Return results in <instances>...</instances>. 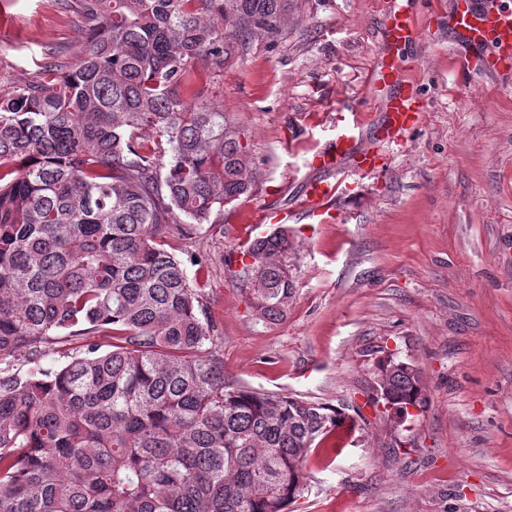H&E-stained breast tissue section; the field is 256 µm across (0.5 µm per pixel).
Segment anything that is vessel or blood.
I'll return each instance as SVG.
<instances>
[{"mask_svg": "<svg viewBox=\"0 0 512 512\" xmlns=\"http://www.w3.org/2000/svg\"><path fill=\"white\" fill-rule=\"evenodd\" d=\"M448 20L472 43L490 41L505 45L512 42V10L501 7L498 0H492L491 5L483 8L477 7L475 0H452ZM421 36L422 29L415 16L396 2L391 4L383 31L385 49L365 79L367 94L379 101L383 112L381 141L401 143L406 133L423 119V104L406 74L401 56L402 50L418 42ZM363 123V115H355L350 125L338 130L335 141L318 154L317 165L335 171L336 179L310 184L301 204L308 217L320 218L328 212L349 165H356L368 174L381 169L382 163L375 152L356 147Z\"/></svg>", "mask_w": 512, "mask_h": 512, "instance_id": "vessel-or-blood-1", "label": "vessel or blood"}]
</instances>
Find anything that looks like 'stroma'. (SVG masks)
I'll list each match as a JSON object with an SVG mask.
<instances>
[{"label": "stroma", "instance_id": "obj_1", "mask_svg": "<svg viewBox=\"0 0 512 512\" xmlns=\"http://www.w3.org/2000/svg\"><path fill=\"white\" fill-rule=\"evenodd\" d=\"M402 5L423 29L404 64L426 111L402 146L378 142L364 91L386 0H295L278 37L195 66L193 91L231 114L260 169L252 195L166 239L205 292L224 379L348 408L287 512H512V71L488 72L492 47L450 32V0ZM81 45L76 6L0 0V94ZM354 112L387 166L351 174L326 220L307 218V182L328 177L312 159ZM284 209L295 293L269 324L233 257L259 211ZM385 356L419 368L417 417L379 400Z\"/></svg>", "mask_w": 512, "mask_h": 512}]
</instances>
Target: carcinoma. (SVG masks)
Returning <instances> with one entry per match:
<instances>
[{"mask_svg": "<svg viewBox=\"0 0 512 512\" xmlns=\"http://www.w3.org/2000/svg\"><path fill=\"white\" fill-rule=\"evenodd\" d=\"M67 70L0 95V512H287L344 409L224 381L202 289L165 248L257 186L224 111L181 90L293 0H77ZM152 132L146 143L143 133ZM288 229L255 237L236 276L257 319L294 296ZM90 343L61 368L49 345ZM385 405L425 403L412 364L378 361ZM97 341L102 345L100 351L106 352L112 350V347L109 346V342L112 340H102L100 337H86L84 340L73 341L67 343H58L51 345L50 351L48 354L42 359L41 365L46 369H58L62 365H64L70 358L67 355L73 353V349L81 344L93 343ZM77 342V343H75ZM79 342V343H78ZM82 342V343H81ZM74 343V344H70Z\"/></svg>", "mask_w": 512, "mask_h": 512, "instance_id": "obj_1", "label": "carcinoma"}]
</instances>
